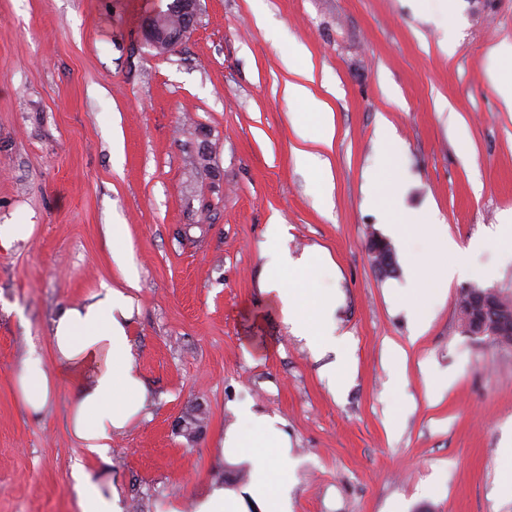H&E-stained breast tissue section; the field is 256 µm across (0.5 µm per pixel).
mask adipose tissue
Wrapping results in <instances>:
<instances>
[{"mask_svg": "<svg viewBox=\"0 0 512 512\" xmlns=\"http://www.w3.org/2000/svg\"><path fill=\"white\" fill-rule=\"evenodd\" d=\"M301 75V81L285 87L288 100L304 106L303 111L291 115L293 129L302 141L330 145L334 135L331 110L308 86L312 70H302ZM370 199L382 211L393 234L407 241L418 230L427 237L440 261L438 276L448 282L476 276L468 251L449 237L439 214H428L424 224H416L408 212L399 208L393 189L379 173L370 181ZM284 236V225H268L265 288L279 302L296 335L317 349L340 352L341 359L330 373V386L342 388L352 368L348 343L333 328L334 293L317 287L314 280L315 273L329 265V256L324 251L311 250L290 258L282 247ZM123 275L125 287H106L91 302L64 307L56 314L51 325V345L58 361L56 373H49L42 359L32 353L23 360L18 376L19 403L32 414L47 408L59 375L71 377L69 430L87 452L102 460L110 452L113 432L124 429L136 418L148 398L128 333L133 316L129 290L136 287L137 277L128 267ZM237 415V424L224 434L223 454L250 463L249 494L260 512H287V435L279 429L277 419L257 413L251 406H239ZM72 479L80 512H123L118 493L101 491L91 471L76 467Z\"/></svg>", "mask_w": 512, "mask_h": 512, "instance_id": "ef3b65f1", "label": "adipose tissue"}]
</instances>
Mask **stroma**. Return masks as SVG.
Segmentation results:
<instances>
[{"label":"stroma","instance_id":"1","mask_svg":"<svg viewBox=\"0 0 512 512\" xmlns=\"http://www.w3.org/2000/svg\"><path fill=\"white\" fill-rule=\"evenodd\" d=\"M169 2L0 0V224L34 227L0 246V512H78L79 465L136 512H194L223 483L244 495L250 465L221 452L239 404L283 422L289 512H512V347L460 330L470 279L431 276L405 300L404 251L433 264L424 236L392 240L386 278L366 248L370 232L390 235L367 193L385 122L405 145L385 171L402 208L439 211L460 246L484 240L479 286L512 294V247L494 236L512 214V112L490 79L512 0H460L449 32L419 0H201L191 34L162 53L142 30ZM296 42L333 112L328 148L290 123ZM273 223L291 256L332 261L318 284L351 341L343 393L325 374L336 354L295 336L263 288ZM109 224L131 239L129 334L149 397L104 462L68 430V382L30 416L16 375L32 352L55 370V314L120 281ZM417 305L431 314L420 332ZM391 343L405 361L388 359ZM198 404L190 442L174 426Z\"/></svg>","mask_w":512,"mask_h":512}]
</instances>
